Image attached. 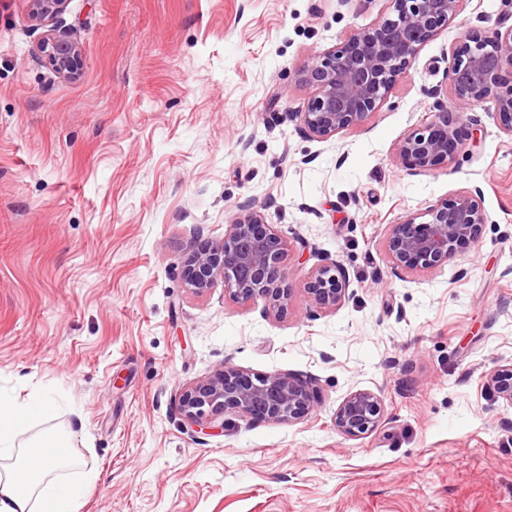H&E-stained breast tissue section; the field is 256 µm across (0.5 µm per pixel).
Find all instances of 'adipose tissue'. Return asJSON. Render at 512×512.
Returning a JSON list of instances; mask_svg holds the SVG:
<instances>
[{
    "label": "adipose tissue",
    "mask_w": 512,
    "mask_h": 512,
    "mask_svg": "<svg viewBox=\"0 0 512 512\" xmlns=\"http://www.w3.org/2000/svg\"><path fill=\"white\" fill-rule=\"evenodd\" d=\"M56 411L50 396L20 401L0 391V512H78L82 484L60 475L73 463L70 435L30 433Z\"/></svg>",
    "instance_id": "obj_1"
}]
</instances>
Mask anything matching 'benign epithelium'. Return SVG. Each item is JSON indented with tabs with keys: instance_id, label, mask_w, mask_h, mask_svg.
I'll return each instance as SVG.
<instances>
[{
	"instance_id": "obj_1",
	"label": "benign epithelium",
	"mask_w": 512,
	"mask_h": 512,
	"mask_svg": "<svg viewBox=\"0 0 512 512\" xmlns=\"http://www.w3.org/2000/svg\"><path fill=\"white\" fill-rule=\"evenodd\" d=\"M389 13L378 24L358 29L343 43L312 60L299 74L311 89L298 113L309 137L327 141L362 125L389 98L392 88L420 47L448 28L460 0H388ZM68 0H28L29 18L44 29L37 52L54 72L74 79L82 69L81 45L73 29L60 26ZM447 80L455 110L435 103L433 119L408 132L398 144L399 156L419 169L440 160L453 161L458 145L457 124L463 112L491 100L499 124L512 136V25L486 36L467 32L451 49ZM389 225L383 244L396 272H424L455 255L458 247L479 239L488 216L480 190L464 191L437 201L423 213ZM286 241L264 215L247 206L235 217L219 244L199 242L183 263L185 286L202 294L220 280L224 295L236 303L266 300L268 312H288ZM348 280L339 266H324L309 277L306 292L324 311L345 300ZM496 399L512 405V364L499 365L485 376ZM180 414L199 430L226 414L252 421L293 423L314 411L313 384L287 372L251 376L227 363L201 382L174 396ZM383 419L381 399L369 390L349 393L337 406L334 423L352 437L375 431Z\"/></svg>"
}]
</instances>
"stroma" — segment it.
<instances>
[{
    "mask_svg": "<svg viewBox=\"0 0 512 512\" xmlns=\"http://www.w3.org/2000/svg\"><path fill=\"white\" fill-rule=\"evenodd\" d=\"M388 7L69 0L67 80L36 55L27 0H0V388L58 400L36 431L71 432L68 478L100 475L78 512H512V406L484 385L512 360V137L485 101L452 163L397 152L450 101L451 46L493 35L503 0H463L363 126L320 142L297 117L300 71ZM474 188L478 242L396 274L387 225ZM245 204L288 245L281 319L183 282L191 243L223 241ZM332 265L348 287L326 312L305 288ZM226 363L310 381L315 412L193 432L174 396ZM360 389L383 422L349 437L336 407Z\"/></svg>",
    "mask_w": 512,
    "mask_h": 512,
    "instance_id": "1",
    "label": "stroma"
}]
</instances>
